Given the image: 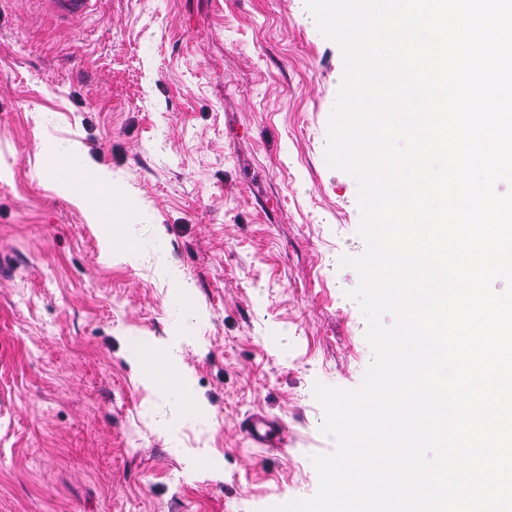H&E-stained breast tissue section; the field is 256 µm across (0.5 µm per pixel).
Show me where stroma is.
Wrapping results in <instances>:
<instances>
[{
	"mask_svg": "<svg viewBox=\"0 0 512 512\" xmlns=\"http://www.w3.org/2000/svg\"><path fill=\"white\" fill-rule=\"evenodd\" d=\"M340 46L297 0H100L77 21L0 0V512H267L312 497L315 383L375 353L342 257L359 186L325 161ZM50 114L40 123L39 114ZM80 141L130 196L111 252L44 158ZM166 255L192 282L183 328ZM181 344L198 404L162 399L130 349ZM263 413L288 445L253 447Z\"/></svg>",
	"mask_w": 512,
	"mask_h": 512,
	"instance_id": "1",
	"label": "stroma"
}]
</instances>
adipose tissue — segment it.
I'll list each match as a JSON object with an SVG mask.
<instances>
[{
  "label": "adipose tissue",
  "mask_w": 512,
  "mask_h": 512,
  "mask_svg": "<svg viewBox=\"0 0 512 512\" xmlns=\"http://www.w3.org/2000/svg\"><path fill=\"white\" fill-rule=\"evenodd\" d=\"M65 170L79 189L87 204L91 218L104 241L123 252H133L134 247L124 235L122 225L116 224V214L125 212L126 207L117 200L118 190L100 172L93 170L86 162L85 149L76 140L54 142L47 154V170ZM138 360L149 372L154 384L176 405L181 412L192 413L196 404L192 393L177 373L180 359L178 348L169 346L158 349L150 345H135Z\"/></svg>",
  "instance_id": "obj_1"
}]
</instances>
